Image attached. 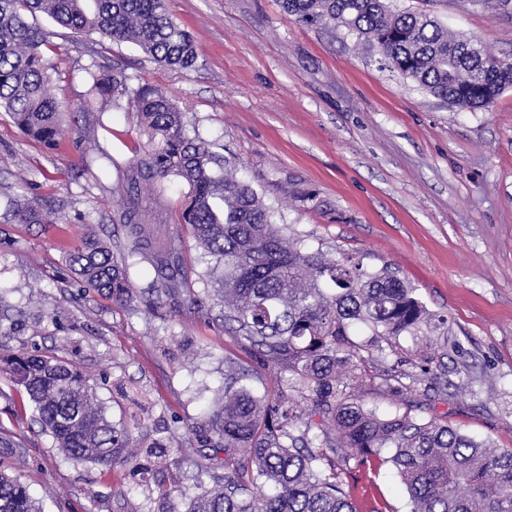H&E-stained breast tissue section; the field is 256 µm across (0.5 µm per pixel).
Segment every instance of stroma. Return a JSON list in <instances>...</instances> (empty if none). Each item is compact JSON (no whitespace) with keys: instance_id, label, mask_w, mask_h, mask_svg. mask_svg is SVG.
Instances as JSON below:
<instances>
[{"instance_id":"stroma-1","label":"stroma","mask_w":512,"mask_h":512,"mask_svg":"<svg viewBox=\"0 0 512 512\" xmlns=\"http://www.w3.org/2000/svg\"><path fill=\"white\" fill-rule=\"evenodd\" d=\"M392 9L429 8L449 31L481 41L512 61V2L390 0ZM199 55L189 70L158 65L129 43L96 35L74 39L47 16L33 23L48 42L52 91L65 115L102 118L97 135L114 157L144 147L127 105L89 99L85 71H124L132 86L166 93L188 127L215 145L225 170L248 182L289 233L332 258L390 265L427 308L448 319V369L467 367L471 387L431 398L424 415L447 418L468 434L512 448V87L487 110L451 107L401 77L379 50L347 28L306 25L280 0H167ZM69 126L59 147L26 138L0 112V295L22 313L19 335L0 352L37 349L75 363L97 384L110 420L140 415L150 434H186L224 380L225 357L245 358L224 308L209 295L203 314L173 305L158 314L68 281L64 250L95 230L121 254L125 234L115 169L81 167ZM186 186L144 185L153 222L182 241V261L199 280L207 260L178 221ZM29 196L55 213L54 224H19L11 200ZM25 393L0 372V459L24 449L21 480L44 512H168L154 487L128 467L64 460L33 421ZM360 509L381 496L407 512L391 465L349 482Z\"/></svg>"}]
</instances>
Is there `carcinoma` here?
Wrapping results in <instances>:
<instances>
[{
	"label": "carcinoma",
	"instance_id": "cac0c4a2",
	"mask_svg": "<svg viewBox=\"0 0 512 512\" xmlns=\"http://www.w3.org/2000/svg\"><path fill=\"white\" fill-rule=\"evenodd\" d=\"M284 12L305 24L339 23L377 45L391 67L433 96L470 109H487L512 86V63L484 44L451 33L425 11L395 12L385 0H281ZM45 14L80 39L98 34L131 43L154 61L180 69L196 65L195 43L167 9L166 0H0V111L29 138L56 146L67 128L50 93L47 41L29 18ZM89 92L112 104L125 98L140 116L150 147L120 162L99 149L82 156L87 171L107 161L126 181L118 214L125 247L116 257L90 231L66 252L73 286L94 288L119 302L140 301L154 311L179 299L201 314L205 301L188 288L179 268L181 245L142 207V181H178L188 188L180 223L212 257L206 271L224 304V324L237 333L252 362L276 363L288 376L276 386H254V369L224 358V385L206 414L189 429L191 448L224 451V473L204 462L214 488L190 499L185 512H359L347 478L352 468L391 464L408 496V512H512V448L477 440L448 421L425 419L406 403L391 412L355 393L401 398L412 391L386 363L401 340L442 332L446 319L430 312L416 288L388 266L368 269L353 257L333 259L305 247L275 220L252 186L224 173L210 144L187 134L184 112L163 92L131 87L121 72L87 71ZM19 224H55L29 199L13 203ZM150 265L156 277L140 293L131 271ZM5 363L24 388L42 429L58 451L77 463L138 466L129 449L148 442L154 457L172 456L163 439L136 443L133 426L117 425L97 399L96 383L65 360L20 351ZM435 393L465 388V369L448 378L444 365L423 358ZM0 512H42L16 473L0 467Z\"/></svg>",
	"mask_w": 512,
	"mask_h": 512
}]
</instances>
